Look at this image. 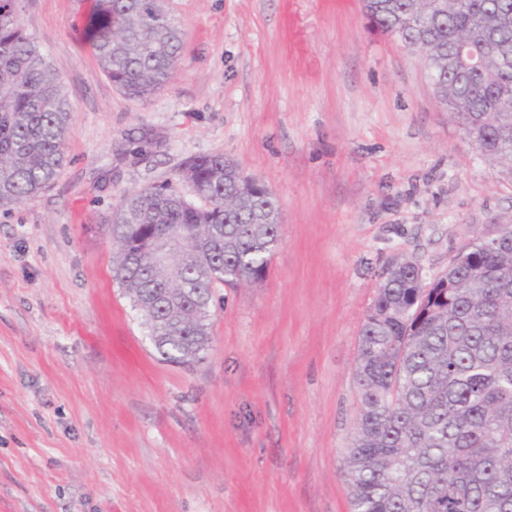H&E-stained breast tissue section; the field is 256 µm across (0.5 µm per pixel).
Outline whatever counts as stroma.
<instances>
[{
  "mask_svg": "<svg viewBox=\"0 0 512 512\" xmlns=\"http://www.w3.org/2000/svg\"><path fill=\"white\" fill-rule=\"evenodd\" d=\"M145 100L105 76L86 0L18 22L71 104L65 162L0 211V512H351L359 333L388 261L445 272L512 224V175L450 120L363 0H168ZM220 152L280 202L265 279L219 287L204 361H159L112 276L121 196Z\"/></svg>",
  "mask_w": 512,
  "mask_h": 512,
  "instance_id": "35a3bbf8",
  "label": "stroma"
}]
</instances>
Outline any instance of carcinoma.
Listing matches in <instances>:
<instances>
[{
  "instance_id": "cac0c4a2",
  "label": "carcinoma",
  "mask_w": 512,
  "mask_h": 512,
  "mask_svg": "<svg viewBox=\"0 0 512 512\" xmlns=\"http://www.w3.org/2000/svg\"><path fill=\"white\" fill-rule=\"evenodd\" d=\"M370 22L424 49L429 78L479 153L512 172V0H365ZM0 0V208L48 188L65 161L71 108L57 76ZM106 76L147 98L182 48L165 0H90L82 30ZM470 46L471 73L454 65ZM177 180L124 194L109 232L112 272L157 357L204 359L214 289L264 279L282 240L280 202L222 153L188 157ZM171 244L165 262L154 238ZM391 259L365 315L355 364L360 411L345 478L351 512H512V224L474 238L425 282Z\"/></svg>"
}]
</instances>
